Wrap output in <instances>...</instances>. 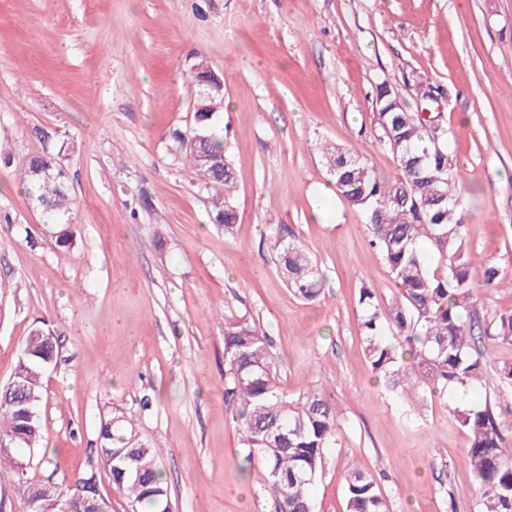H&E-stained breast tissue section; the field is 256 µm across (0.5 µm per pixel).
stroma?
<instances>
[{
    "mask_svg": "<svg viewBox=\"0 0 512 512\" xmlns=\"http://www.w3.org/2000/svg\"><path fill=\"white\" fill-rule=\"evenodd\" d=\"M202 59L230 103L229 235L172 138L193 121L186 75ZM384 81L447 134L471 247L500 270L477 291L480 311L512 312V0H0V387L32 328L47 324L59 345L40 408L58 456L33 462L29 480L72 484L119 410L155 448L172 512H269L224 404L234 315L269 337L286 396L316 386L336 404L341 439L315 512H345L353 467L378 475L390 512H481L455 395L405 404L361 351L358 291L386 304L391 277L320 146L399 178L374 118ZM43 151L75 203L69 253L54 246L59 218L20 181ZM275 224L327 274L318 302L286 287ZM480 349L486 381L469 403L512 404L497 374L512 345Z\"/></svg>",
    "mask_w": 512,
    "mask_h": 512,
    "instance_id": "1",
    "label": "stroma"
}]
</instances>
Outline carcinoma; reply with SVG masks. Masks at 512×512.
Here are the masks:
<instances>
[{"label": "carcinoma", "instance_id": "1", "mask_svg": "<svg viewBox=\"0 0 512 512\" xmlns=\"http://www.w3.org/2000/svg\"><path fill=\"white\" fill-rule=\"evenodd\" d=\"M201 112L194 126L174 135L196 180L211 191L212 222L233 233L237 219L236 181L226 153L224 136L213 119L224 110ZM375 118L383 142L397 162L400 177H376L359 158L339 147L324 144L336 193L352 208L364 212L371 231L370 245L385 261L392 279V297L386 308L375 304V290L359 288L361 349L382 386L413 402L450 387L474 389L484 379L486 361L478 351L489 336L512 344V313L486 321L477 307L472 271H483L484 284L498 277L497 267L483 263L468 242V225L455 193L458 173L441 129L420 113L408 112L394 88H376ZM206 138V151L224 161V172L199 167L195 151L183 140ZM26 191L42 206L65 215L72 199L64 173L45 153L25 159L20 167ZM278 266L288 288L298 298L315 302L323 275L310 252L289 235L288 225L274 228ZM392 333L393 340L386 339ZM41 327L25 340L13 381L28 386L34 413L28 419L6 389L0 390V466L19 471L17 450L43 447L45 427L38 408L42 377L57 358ZM224 402L240 434L249 473L269 495L272 512H314L312 490L323 469L325 450L340 435L339 415L330 396L311 387L295 400L281 394L270 341L256 324L244 317L224 320ZM455 422L468 434L464 462L485 512H512V406L496 402L479 406L457 404ZM112 451L104 462L115 489L142 512H168L169 488L152 448L144 443L125 416H112V426L100 431V447ZM345 512H388L378 480L353 468L346 475ZM69 488L56 487L38 498L32 512H62Z\"/></svg>", "mask_w": 512, "mask_h": 512}]
</instances>
